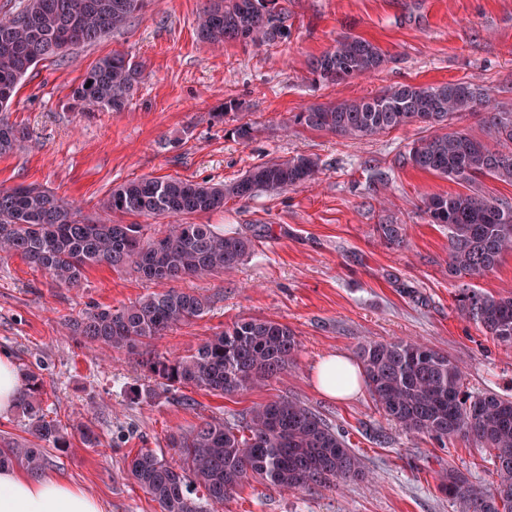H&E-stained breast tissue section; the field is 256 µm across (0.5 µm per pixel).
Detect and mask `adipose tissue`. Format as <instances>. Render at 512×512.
<instances>
[{
    "label": "adipose tissue",
    "mask_w": 512,
    "mask_h": 512,
    "mask_svg": "<svg viewBox=\"0 0 512 512\" xmlns=\"http://www.w3.org/2000/svg\"><path fill=\"white\" fill-rule=\"evenodd\" d=\"M361 366L337 353L323 359L314 372L328 397L348 399L360 390ZM0 512H102L100 501L80 486L53 476H27L0 470Z\"/></svg>",
    "instance_id": "adipose-tissue-1"
}]
</instances>
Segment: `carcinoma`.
Returning <instances> with one entry per match:
<instances>
[{
    "instance_id": "obj_1",
    "label": "carcinoma",
    "mask_w": 512,
    "mask_h": 512,
    "mask_svg": "<svg viewBox=\"0 0 512 512\" xmlns=\"http://www.w3.org/2000/svg\"><path fill=\"white\" fill-rule=\"evenodd\" d=\"M209 0L199 16L201 41L222 46L227 40L273 42L288 38L276 0ZM147 0H27L22 13L0 20V112L20 81L38 62L62 58L75 46L92 43L140 14ZM386 61L369 40L344 34L315 58L311 74L335 85L373 73ZM142 74V67L115 52L102 58L71 90L79 110L91 114L120 111ZM489 103L469 82L438 86L404 84L372 97L316 105L298 112L293 122L341 136L384 133L412 123L445 128L448 120ZM488 138L462 131L434 133L414 141L403 163L441 177L474 182L492 175L512 180V112L485 113ZM26 128L0 118V155L20 148ZM317 159L296 156L256 166L229 187L178 178H142L115 189L100 209L116 214L174 218L160 236L142 224L93 219L81 209L32 185L0 187V257L18 255L66 287L78 286L88 269L107 265L131 270L149 280L203 277L238 266L253 240L229 235L211 224H183L182 214L224 208L233 195L246 199L259 188L273 194L315 180ZM434 224L448 228V272L478 279L512 253V202L482 194L448 193L424 202ZM378 239L388 246L404 243L401 224H379ZM457 308L493 339L512 344V294L494 296L470 284L460 288ZM209 309L200 295L175 289L150 294L127 306L96 307L65 319L77 336L92 344L124 350L168 391L196 389L222 397L262 385L293 365L298 340L288 325L242 318L186 355L158 354L150 343L169 330L202 318ZM366 387L379 409L405 431L443 443L466 437L489 451L496 479L486 488L450 469L442 479L459 512H512V398L473 394L464 366L413 340L367 342L358 351ZM41 375L24 373L17 408L29 420L33 441L0 442V469L15 466L33 476L46 466L45 448L71 446L72 430L96 445L82 426L49 417L42 407ZM169 461L151 448H140L127 461L128 477L157 502L160 512H221L242 483L257 477L283 490L326 487L362 479L360 458L322 416L302 404L279 399L253 407L233 421L212 419L188 432L172 433Z\"/></svg>"
}]
</instances>
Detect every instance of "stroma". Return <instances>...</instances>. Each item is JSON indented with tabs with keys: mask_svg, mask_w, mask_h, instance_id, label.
<instances>
[{
	"mask_svg": "<svg viewBox=\"0 0 512 512\" xmlns=\"http://www.w3.org/2000/svg\"><path fill=\"white\" fill-rule=\"evenodd\" d=\"M208 0H149L146 10L95 44L31 69L6 112L28 128L25 146L0 155V185H34L98 217L115 187L142 177H174L228 186L272 159H319L318 181L278 194L227 197L221 210L183 216L253 236L236 268L176 283L142 279L108 266L89 269L74 288L20 256L0 258V352L17 370L45 380L50 417L88 425L87 446L46 451V473L84 486L104 512H160L127 476L126 456L140 448L169 455L167 436L212 418L231 420L287 398L318 412L359 456L366 480L283 492L249 479L224 512H458L439 487L448 469L471 483L495 479L488 451L454 437L446 445L387 420L369 392L344 402L323 394L313 371L327 356H356L367 341L418 339L459 360L470 391L512 397V345L486 336L456 308L463 282L448 274V230L431 223L423 201L468 191L465 183L402 164L401 155L431 128L413 124L375 136L342 137L293 124L313 104L370 97L400 84L467 81L490 104L512 110V0H277L287 39L216 47L196 31ZM377 44L378 72L338 85L315 81L311 61L343 34ZM115 52L143 63L125 108L87 118L71 106L72 87ZM234 102L225 111V102ZM253 123L242 142L235 126ZM385 172L377 181L376 172ZM379 224L405 227L404 246L387 247ZM207 297L208 313L151 344L187 354L241 318L274 319L295 332L294 364L271 381L224 397L193 392V405L163 391L134 358L72 336L65 318L100 305L118 308L169 287Z\"/></svg>",
	"mask_w": 512,
	"mask_h": 512,
	"instance_id": "35a3bbf8",
	"label": "stroma"
}]
</instances>
